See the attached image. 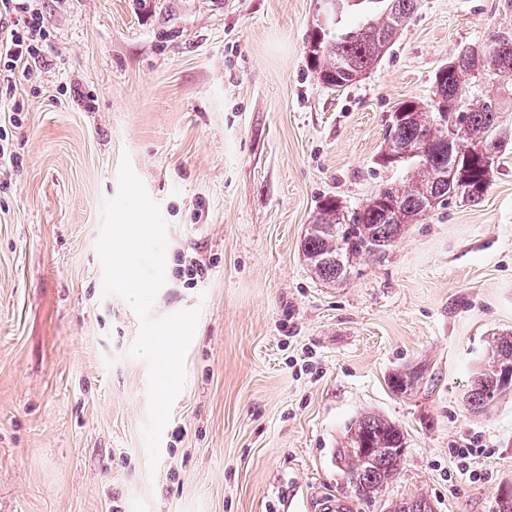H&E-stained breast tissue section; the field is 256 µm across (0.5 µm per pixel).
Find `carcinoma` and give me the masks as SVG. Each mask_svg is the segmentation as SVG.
Wrapping results in <instances>:
<instances>
[{"label":"carcinoma","mask_w":512,"mask_h":512,"mask_svg":"<svg viewBox=\"0 0 512 512\" xmlns=\"http://www.w3.org/2000/svg\"><path fill=\"white\" fill-rule=\"evenodd\" d=\"M417 0H316L320 22L309 36L308 57L319 79L343 87L371 69L404 23ZM370 5L363 24L335 32L355 7ZM481 71L494 79L512 76V39L494 37L483 53L469 51L441 68L435 76L434 99L401 103L399 119L388 125V141L379 166L399 165L411 172L405 187H380L343 224L347 233L327 231L330 221L345 217L335 200L324 202L302 241V253L325 284L346 278V270L366 256L381 260L417 216L450 198L477 202L487 192L494 160L507 136L497 118L502 100L486 96L472 102L461 76ZM420 379L414 369L394 373L389 388L396 395L412 391ZM512 389V333L493 338L491 354L477 373L466 401L483 410ZM350 447L343 450L349 482L357 495L370 498L398 472L404 435L391 421L367 414L354 423ZM394 512H433L419 497L395 506Z\"/></svg>","instance_id":"1"}]
</instances>
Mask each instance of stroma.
Instances as JSON below:
<instances>
[{
	"label": "stroma",
	"instance_id": "stroma-1",
	"mask_svg": "<svg viewBox=\"0 0 512 512\" xmlns=\"http://www.w3.org/2000/svg\"><path fill=\"white\" fill-rule=\"evenodd\" d=\"M315 0H32L38 79L0 101V512H496L512 486V392H467L512 332V99L479 203L422 215L336 285L301 253L317 206L359 209L403 168L377 166L390 117L430 101L436 72L497 35L512 0H418L348 86L307 60ZM129 160L168 223L153 318L200 317L186 382L150 467L139 319L102 291L103 207ZM199 261L206 273L177 274ZM413 367L416 389L389 376ZM376 413L404 433L399 473L357 498L340 459ZM480 440L479 481L453 451ZM420 379L418 370L408 369L394 373L389 379V388L396 395L408 394Z\"/></svg>",
	"mask_w": 512,
	"mask_h": 512
}]
</instances>
